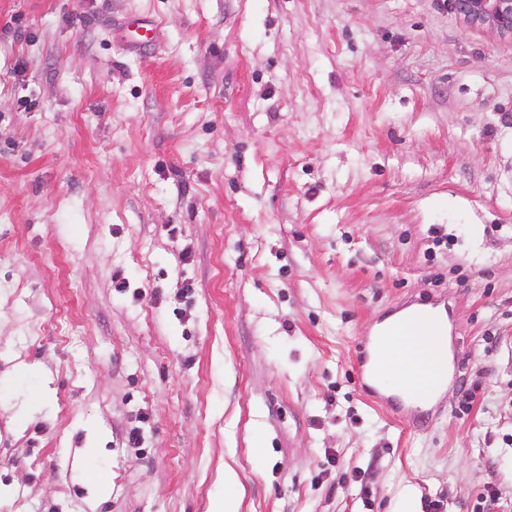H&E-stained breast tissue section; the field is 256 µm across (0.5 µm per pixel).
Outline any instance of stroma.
I'll return each mask as SVG.
<instances>
[{"label":"stroma","instance_id":"35a3bbf8","mask_svg":"<svg viewBox=\"0 0 512 512\" xmlns=\"http://www.w3.org/2000/svg\"><path fill=\"white\" fill-rule=\"evenodd\" d=\"M414 304L453 352L425 410L355 368ZM407 488L512 512V39L446 0H0V512ZM416 309H422V310H418V311H415V312H412L410 313L411 311L415 310V309H412L410 311H407V312H404L400 315H398L397 317L381 324V325H378L375 330H374V336H371V340L372 342L376 339L380 337V336H377V334L382 331H384L388 326L392 325V324H395L397 322H400V321H403V320H406V319H410V318H419V319H423V320H430V321H433V322H436L437 324H439L440 326H442L444 328V323H443V319L442 317L434 312L433 310L429 309V308H425V307H420V308H416ZM430 310V311H429ZM410 313V314H409ZM436 313V314H435Z\"/></svg>","mask_w":512,"mask_h":512}]
</instances>
